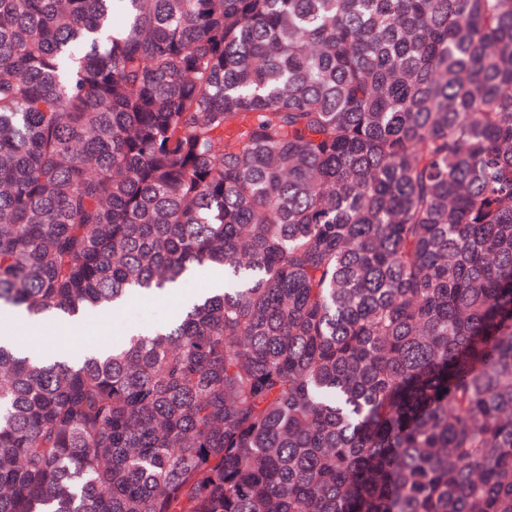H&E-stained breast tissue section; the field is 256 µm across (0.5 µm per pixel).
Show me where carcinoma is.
Returning a JSON list of instances; mask_svg holds the SVG:
<instances>
[{
  "label": "carcinoma",
  "mask_w": 512,
  "mask_h": 512,
  "mask_svg": "<svg viewBox=\"0 0 512 512\" xmlns=\"http://www.w3.org/2000/svg\"><path fill=\"white\" fill-rule=\"evenodd\" d=\"M0 512H512V0H0ZM202 288L205 285L200 279L190 277L182 283L176 294L132 298L118 311L91 312L87 316L90 324L87 331L67 332L64 328L65 319L50 317L41 324L42 335L37 336L36 341L43 344L44 336H57L55 344L59 347L67 348L75 339L84 345L94 342L99 346H108L130 328L139 327L149 331L171 320L180 312L182 297L193 295Z\"/></svg>",
  "instance_id": "1"
}]
</instances>
